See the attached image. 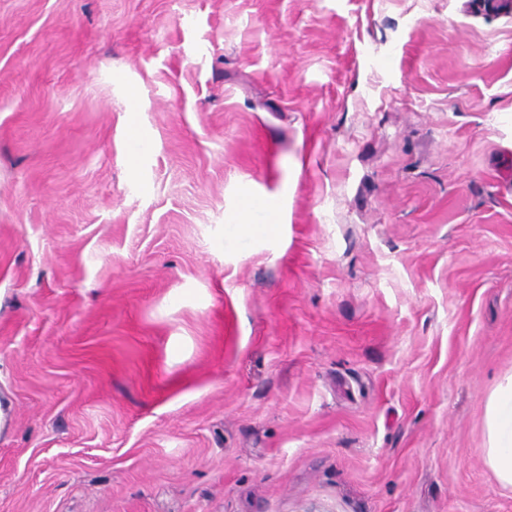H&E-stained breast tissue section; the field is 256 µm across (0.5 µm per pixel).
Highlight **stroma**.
<instances>
[{
  "mask_svg": "<svg viewBox=\"0 0 512 512\" xmlns=\"http://www.w3.org/2000/svg\"><path fill=\"white\" fill-rule=\"evenodd\" d=\"M512 0H0V512H512ZM485 462L496 479L512 486V374L490 396L485 413Z\"/></svg>",
  "mask_w": 512,
  "mask_h": 512,
  "instance_id": "obj_1",
  "label": "stroma"
}]
</instances>
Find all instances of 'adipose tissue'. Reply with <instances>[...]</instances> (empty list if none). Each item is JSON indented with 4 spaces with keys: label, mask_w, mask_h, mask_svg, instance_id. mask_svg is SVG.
<instances>
[{
    "label": "adipose tissue",
    "mask_w": 512,
    "mask_h": 512,
    "mask_svg": "<svg viewBox=\"0 0 512 512\" xmlns=\"http://www.w3.org/2000/svg\"><path fill=\"white\" fill-rule=\"evenodd\" d=\"M485 425V462L499 483L512 486V374L490 396Z\"/></svg>",
    "instance_id": "1"
}]
</instances>
